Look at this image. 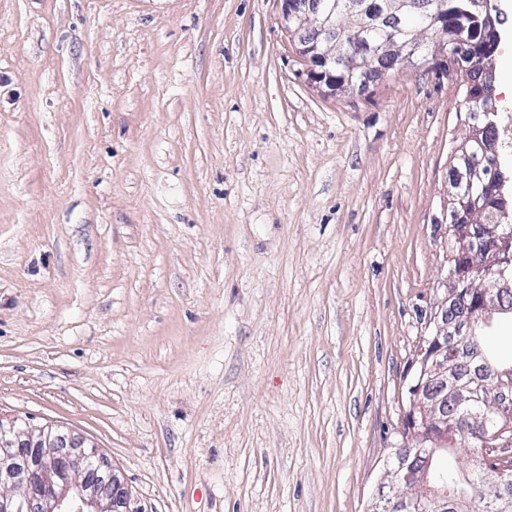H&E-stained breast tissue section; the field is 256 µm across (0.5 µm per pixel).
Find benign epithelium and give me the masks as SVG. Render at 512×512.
Masks as SVG:
<instances>
[{
    "mask_svg": "<svg viewBox=\"0 0 512 512\" xmlns=\"http://www.w3.org/2000/svg\"><path fill=\"white\" fill-rule=\"evenodd\" d=\"M285 29L293 37L309 81L334 92L345 90L419 56L426 45L421 33L405 39L401 18L430 17L433 0H355L372 15L387 13L391 27L375 43L365 41L363 27H347L332 19L336 8L326 0H278ZM455 34L442 46L448 67L459 73L476 70L485 89L478 98L464 100L470 111L483 113L480 123L467 122V132L454 148L459 180L473 192L454 188L448 203L453 222L448 238L453 249L446 271L447 296L430 316L432 328L422 338L415 371L408 387V409L403 434L407 447L390 460L394 484L405 489L391 495L379 491L371 512H466L465 503L431 480L434 453L449 441L473 438L487 473V506L499 512L507 507L502 491L512 486V365L489 363L474 336L475 323L498 309L488 289L512 291V221L508 202L498 189L506 180L501 169L482 170L467 164L469 148L497 154L490 131L495 126L492 74L484 59L472 53L474 32L466 18L454 20ZM468 407L466 417L455 409ZM493 412L498 429L488 430L482 411ZM0 512H142L122 473L93 442L47 423L33 426L19 416L0 414Z\"/></svg>",
    "mask_w": 512,
    "mask_h": 512,
    "instance_id": "benign-epithelium-1",
    "label": "benign epithelium"
}]
</instances>
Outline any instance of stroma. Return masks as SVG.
Here are the masks:
<instances>
[{
  "label": "stroma",
  "mask_w": 512,
  "mask_h": 512,
  "mask_svg": "<svg viewBox=\"0 0 512 512\" xmlns=\"http://www.w3.org/2000/svg\"><path fill=\"white\" fill-rule=\"evenodd\" d=\"M278 0H0V413L143 512H370L446 297L442 59L330 95Z\"/></svg>",
  "instance_id": "obj_1"
}]
</instances>
